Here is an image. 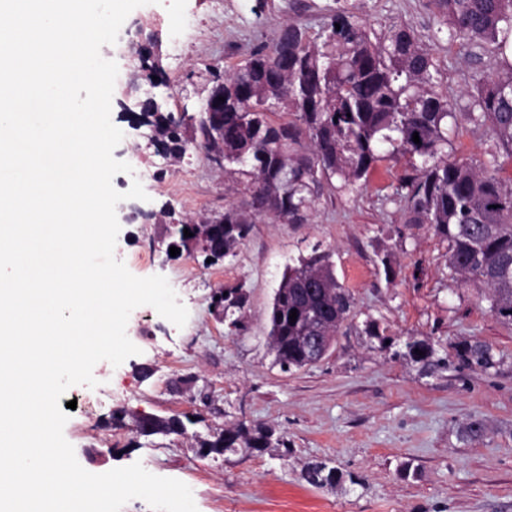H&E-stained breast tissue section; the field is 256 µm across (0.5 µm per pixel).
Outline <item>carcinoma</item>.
<instances>
[{
    "label": "carcinoma",
    "instance_id": "carcinoma-1",
    "mask_svg": "<svg viewBox=\"0 0 512 512\" xmlns=\"http://www.w3.org/2000/svg\"><path fill=\"white\" fill-rule=\"evenodd\" d=\"M439 18L434 39L445 36L465 45L512 43V0H432ZM340 27H335V24ZM139 71L157 74L147 47L132 45ZM439 64L407 24L371 38L367 25L345 10L323 19L317 39L306 27L288 23L270 43L257 46L236 68L216 75L208 90L211 111L197 115L164 112L156 100L141 103L137 125L151 131L164 154L182 157L191 146L224 157V174L243 186L244 198L224 207V223L183 222L197 239V251L212 261L244 244L251 225L264 218L303 224L322 182L340 179L348 187L368 179L387 150L404 158L407 173L397 195L404 201L405 223L426 224L448 242V271L474 287L500 323L512 325V186L491 168L448 159V122L464 116L485 126L512 157V65L484 80L464 110L436 90ZM291 119L276 123L271 116ZM418 134L420 143L413 141ZM224 318L234 329L245 327L247 294L240 286L218 290ZM352 296L337 280L326 253H316L284 273L268 313L275 361L288 369L308 365L302 337L314 324L338 335L350 316ZM296 310V321L289 319ZM468 365L486 372L499 360L491 345L475 339L457 343ZM424 352L420 356L415 350ZM429 339L409 338L405 361L423 368L441 359ZM183 434L178 418L153 420L149 434ZM485 434L479 419L460 431L464 441ZM285 444L262 424L226 429L198 441L209 452L236 448L262 450ZM326 465L310 464L303 479L321 488L341 478L323 477Z\"/></svg>",
    "mask_w": 512,
    "mask_h": 512
}]
</instances>
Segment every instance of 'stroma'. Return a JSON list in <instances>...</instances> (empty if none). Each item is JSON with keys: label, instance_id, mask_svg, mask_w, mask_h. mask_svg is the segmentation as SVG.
Instances as JSON below:
<instances>
[{"label": "stroma", "instance_id": "stroma-1", "mask_svg": "<svg viewBox=\"0 0 512 512\" xmlns=\"http://www.w3.org/2000/svg\"><path fill=\"white\" fill-rule=\"evenodd\" d=\"M337 8L378 36L401 22L413 27L439 61L438 91L459 104L506 68L507 57L492 48L434 40L431 0H152L133 10L124 26L139 44L160 41L166 81L135 80L120 67L111 119L124 138L113 155L133 170L161 165L166 180L144 182L148 198L135 203L140 217L121 221L115 256L135 276H164L189 318L179 328L153 307L136 308L127 335L139 354L117 367L97 363V387L67 391L77 408L64 436L89 472L138 462L181 480L198 512H512V326L498 322L474 288L451 279L447 241L428 226H404L396 200L404 159L386 158L353 186H323L308 223L264 219L236 254L215 263L167 250L172 224L223 213L238 195L204 149L179 159L157 152L149 129L132 122L140 101L197 112L213 75L236 67L285 24L317 35L322 15ZM174 38L182 48L177 63ZM448 157L497 158L499 177L512 181V158L486 128L460 121L448 137ZM316 247L331 253L355 307L321 362L288 373L270 352L266 312L286 266ZM382 253L390 268L379 262ZM238 285L249 294V319L232 332L212 296ZM370 319L393 346L362 333ZM412 337L434 342L445 366L426 370L398 358ZM465 338L492 345L499 365L487 372L462 365L454 345ZM99 389L108 393L102 405L94 398ZM142 415L189 424L182 435L146 436L136 430ZM472 418L487 426L478 443L459 436ZM258 423L284 436L285 445L220 454L198 445L226 428ZM313 462L341 468L350 482L310 486L301 474Z\"/></svg>", "mask_w": 512, "mask_h": 512}]
</instances>
